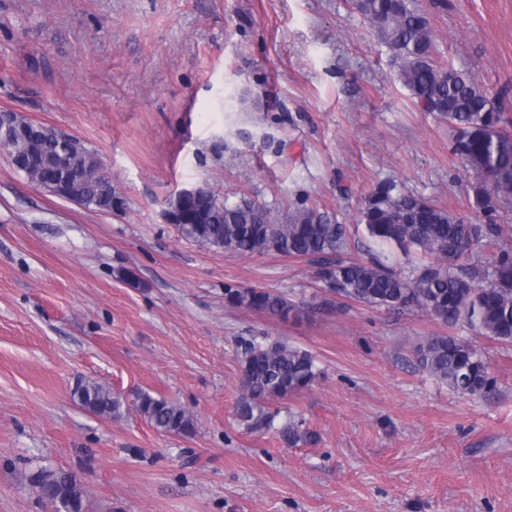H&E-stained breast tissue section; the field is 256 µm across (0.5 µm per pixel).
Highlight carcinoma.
<instances>
[{
    "mask_svg": "<svg viewBox=\"0 0 512 512\" xmlns=\"http://www.w3.org/2000/svg\"><path fill=\"white\" fill-rule=\"evenodd\" d=\"M376 38L393 53L397 76L412 102L448 120L452 150L480 175L472 184V210L482 224H467L422 196L404 192L396 182H378L364 197L361 223L374 243L422 261L397 271L373 255L346 260V227L314 208L281 213L247 198L235 204L211 197L185 200L186 220L176 225L182 237L202 246L223 244L237 255L277 253L313 262V277L333 295L373 307L414 310L445 323L460 324L489 339L512 344V225L497 224L501 203L512 199V117L473 80L436 60L435 38L417 0H354ZM21 130L8 140L15 162L43 179H67L68 192L84 199L85 208L108 213L112 195L103 193L97 176L101 160L79 139L63 146L53 128L17 116ZM231 305L287 319L297 304L283 293L224 284ZM241 394L239 423L249 433L276 431L289 442L307 439L290 421L277 426L274 400L310 387L320 376L315 356L272 336L239 341ZM420 368L463 396L485 394L495 384L479 347L457 336H429L418 343ZM83 408L120 417L135 411L156 431L190 435L192 413L179 403L145 390L116 394L95 381L82 380L72 392ZM43 504L57 512H89L80 478L63 468H39L23 476Z\"/></svg>",
    "mask_w": 512,
    "mask_h": 512,
    "instance_id": "cac0c4a2",
    "label": "carcinoma"
}]
</instances>
